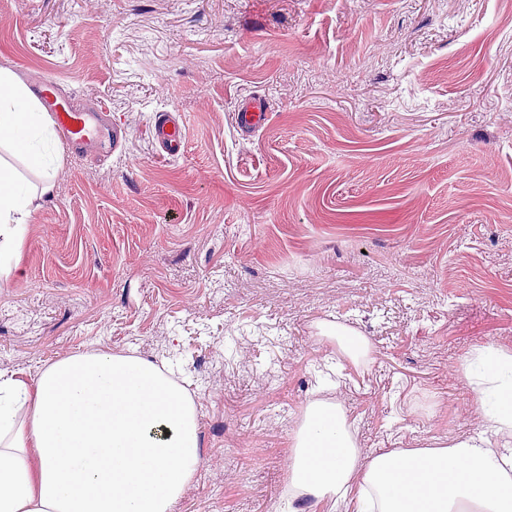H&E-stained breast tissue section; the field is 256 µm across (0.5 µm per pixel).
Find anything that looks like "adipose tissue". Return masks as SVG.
<instances>
[{
    "mask_svg": "<svg viewBox=\"0 0 512 512\" xmlns=\"http://www.w3.org/2000/svg\"><path fill=\"white\" fill-rule=\"evenodd\" d=\"M55 123L11 70L0 69V274L22 271L32 188H53L46 145ZM480 426L430 448L362 460L339 404L314 400L293 433L289 512L328 502L345 512H512V351L462 359ZM194 398L157 363L106 352L68 354L35 379L0 372V512H172L203 462Z\"/></svg>",
    "mask_w": 512,
    "mask_h": 512,
    "instance_id": "adipose-tissue-1",
    "label": "adipose tissue"
}]
</instances>
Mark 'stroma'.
Segmentation results:
<instances>
[{"mask_svg":"<svg viewBox=\"0 0 512 512\" xmlns=\"http://www.w3.org/2000/svg\"><path fill=\"white\" fill-rule=\"evenodd\" d=\"M1 67L103 103L125 139L64 153L35 200L0 370H183L204 460L173 512H275L336 356L323 324L372 346L332 389L363 457L478 429L460 360L512 351V0H0ZM161 111L180 157L150 138ZM266 112L260 101H255L247 106L244 112H238L236 121L245 131L258 128L265 119Z\"/></svg>","mask_w":512,"mask_h":512,"instance_id":"stroma-1","label":"stroma"}]
</instances>
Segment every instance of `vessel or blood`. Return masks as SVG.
Listing matches in <instances>:
<instances>
[{"mask_svg":"<svg viewBox=\"0 0 512 512\" xmlns=\"http://www.w3.org/2000/svg\"><path fill=\"white\" fill-rule=\"evenodd\" d=\"M38 95L73 153H82L86 144L97 140L104 133L111 136L113 146H121L123 129L110 126L105 112L99 107H90L79 103L72 96L61 95L56 84L50 80L40 81ZM152 135L168 156L177 157L182 154L184 134L178 118L160 114L152 127Z\"/></svg>","mask_w":512,"mask_h":512,"instance_id":"1","label":"vessel or blood"}]
</instances>
